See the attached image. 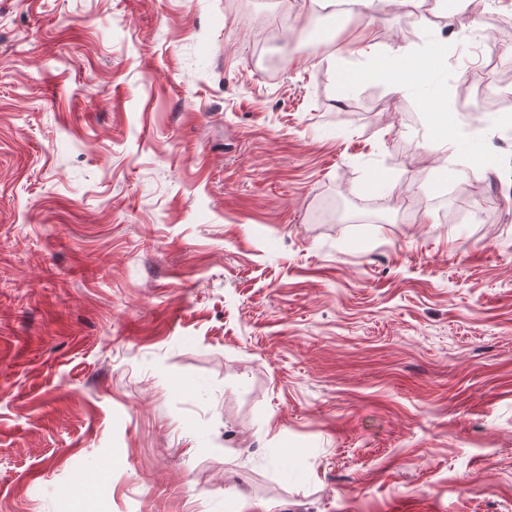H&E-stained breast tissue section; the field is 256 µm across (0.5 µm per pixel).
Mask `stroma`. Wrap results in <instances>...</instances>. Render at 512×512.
Instances as JSON below:
<instances>
[{
	"label": "stroma",
	"instance_id": "obj_1",
	"mask_svg": "<svg viewBox=\"0 0 512 512\" xmlns=\"http://www.w3.org/2000/svg\"><path fill=\"white\" fill-rule=\"evenodd\" d=\"M0 0V512H512V122L371 78L457 0Z\"/></svg>",
	"mask_w": 512,
	"mask_h": 512
}]
</instances>
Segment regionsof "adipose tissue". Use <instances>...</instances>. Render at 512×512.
<instances>
[{
    "label": "adipose tissue",
    "instance_id": "adipose-tissue-1",
    "mask_svg": "<svg viewBox=\"0 0 512 512\" xmlns=\"http://www.w3.org/2000/svg\"><path fill=\"white\" fill-rule=\"evenodd\" d=\"M440 51L441 47L437 44L421 52L394 50L384 59L378 74L382 77L391 76L396 85L406 83L430 89L431 94L425 100L424 108L430 115L432 139L447 144L452 158L474 160L480 154L478 144L469 137L455 134L453 116L448 111V88L435 81Z\"/></svg>",
    "mask_w": 512,
    "mask_h": 512
}]
</instances>
